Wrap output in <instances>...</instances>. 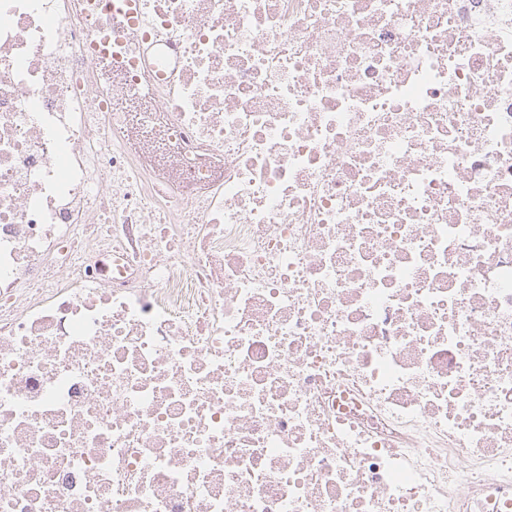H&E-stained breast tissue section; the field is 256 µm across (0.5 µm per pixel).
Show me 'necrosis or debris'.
Listing matches in <instances>:
<instances>
[{"label":"necrosis or debris","instance_id":"obj_1","mask_svg":"<svg viewBox=\"0 0 512 512\" xmlns=\"http://www.w3.org/2000/svg\"><path fill=\"white\" fill-rule=\"evenodd\" d=\"M0 0V512H512V0Z\"/></svg>","mask_w":512,"mask_h":512}]
</instances>
